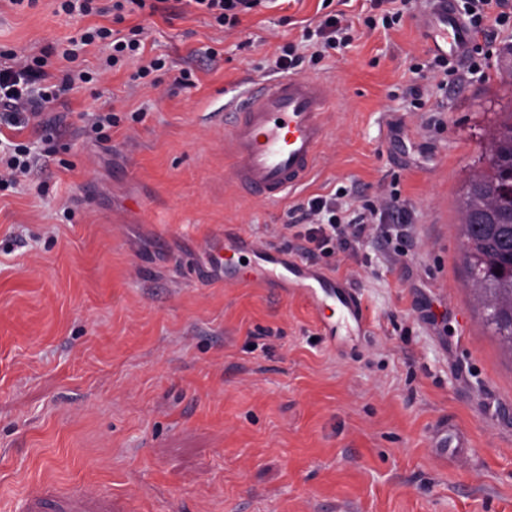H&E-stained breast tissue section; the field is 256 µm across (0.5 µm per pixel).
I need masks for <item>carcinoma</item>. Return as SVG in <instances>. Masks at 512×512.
<instances>
[{
  "label": "carcinoma",
  "mask_w": 512,
  "mask_h": 512,
  "mask_svg": "<svg viewBox=\"0 0 512 512\" xmlns=\"http://www.w3.org/2000/svg\"><path fill=\"white\" fill-rule=\"evenodd\" d=\"M512 186V121L490 142L488 167L465 186L461 208L465 267L486 310L485 323L512 352V206L502 204Z\"/></svg>",
  "instance_id": "obj_1"
}]
</instances>
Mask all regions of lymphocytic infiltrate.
<instances>
[{
	"mask_svg": "<svg viewBox=\"0 0 512 512\" xmlns=\"http://www.w3.org/2000/svg\"><path fill=\"white\" fill-rule=\"evenodd\" d=\"M186 6L206 11L222 27L233 28L243 14L262 5L263 0H184ZM150 9L159 12L154 0H112L108 7L113 27H93L80 39L70 40L67 47L43 48L40 54L30 55L9 50L0 53V123L19 128L32 120H39L43 132H51L58 117L49 116L52 106L67 97L78 84L89 82L87 72L80 70L79 58L84 47L100 43L111 52L105 59L107 67H116L125 58L136 55L141 48L142 27L131 28L121 34L116 26L126 14ZM321 39V48L311 56L298 54L294 45L283 47L275 65L283 71L299 67L304 61L318 63L326 51L348 45L349 39L338 17L326 15L315 31ZM61 61L62 76L52 80L48 70L51 60ZM44 155L33 152L24 144H16L0 153V188L10 187L32 175L45 165ZM391 212L392 223H384V212ZM289 230L297 242L296 249L309 260L334 251L354 249L365 236L374 235L384 240H404L409 236L413 217L398 196H389L381 208L364 207L362 212H346L336 197L313 196L289 212Z\"/></svg>",
	"mask_w": 512,
	"mask_h": 512,
	"instance_id": "f902f5d3",
	"label": "lymphocytic infiltrate"
}]
</instances>
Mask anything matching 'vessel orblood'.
Segmentation results:
<instances>
[{
	"mask_svg": "<svg viewBox=\"0 0 512 512\" xmlns=\"http://www.w3.org/2000/svg\"><path fill=\"white\" fill-rule=\"evenodd\" d=\"M425 42L437 54L464 58L471 32L454 9V0H435L419 21ZM329 100L324 85L309 77L258 84L224 115V148L233 160L230 175L250 195L265 201L285 197L315 166L327 136ZM249 265H240L241 257ZM213 265L224 270L228 285L278 286L297 291L320 314L326 336L362 329L366 313L353 288L329 272L283 257L257 241L236 236L220 251H210ZM17 512H129L111 495L81 484L59 489L44 482L22 500Z\"/></svg>",
	"mask_w": 512,
	"mask_h": 512,
	"instance_id": "1",
	"label": "vessel or blood"
}]
</instances>
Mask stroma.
<instances>
[{"mask_svg": "<svg viewBox=\"0 0 512 512\" xmlns=\"http://www.w3.org/2000/svg\"><path fill=\"white\" fill-rule=\"evenodd\" d=\"M429 8L389 28L373 0H277L231 30L201 11L135 13L145 58L166 61L158 86L131 81L135 60L102 71L90 46L93 80L53 138L6 130L52 156L0 190V512L44 480L135 512H512V352L467 286L459 211L512 112V32L423 112L403 91L427 82ZM329 12L352 41L302 71L334 97L319 161L283 200L252 197L230 177L223 112L283 79L279 46ZM111 24L0 0V51ZM188 66L194 86L176 85ZM99 109L105 141L82 133ZM343 188L353 210L398 192L413 226L404 256L368 238L317 260L367 312L369 335L341 347L300 298L225 285L206 249L244 234L284 250L289 209ZM444 428L467 457L434 454Z\"/></svg>", "mask_w": 512, "mask_h": 512, "instance_id": "obj_1", "label": "stroma"}]
</instances>
